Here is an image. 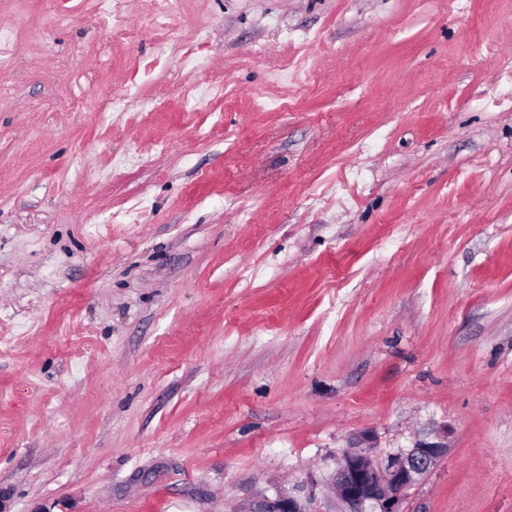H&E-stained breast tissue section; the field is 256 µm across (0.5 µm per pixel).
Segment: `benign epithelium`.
I'll list each match as a JSON object with an SVG mask.
<instances>
[{"mask_svg": "<svg viewBox=\"0 0 512 512\" xmlns=\"http://www.w3.org/2000/svg\"><path fill=\"white\" fill-rule=\"evenodd\" d=\"M448 453V427L433 442L418 441L406 450L372 456L346 450L322 483V496L300 488H281L252 500L248 512H405L408 491L422 481Z\"/></svg>", "mask_w": 512, "mask_h": 512, "instance_id": "obj_1", "label": "benign epithelium"}]
</instances>
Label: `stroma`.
Instances as JSON below:
<instances>
[{
    "label": "stroma",
    "instance_id": "1",
    "mask_svg": "<svg viewBox=\"0 0 512 512\" xmlns=\"http://www.w3.org/2000/svg\"><path fill=\"white\" fill-rule=\"evenodd\" d=\"M110 4L0 0V505L246 512L444 426L406 512H512V0Z\"/></svg>",
    "mask_w": 512,
    "mask_h": 512
}]
</instances>
